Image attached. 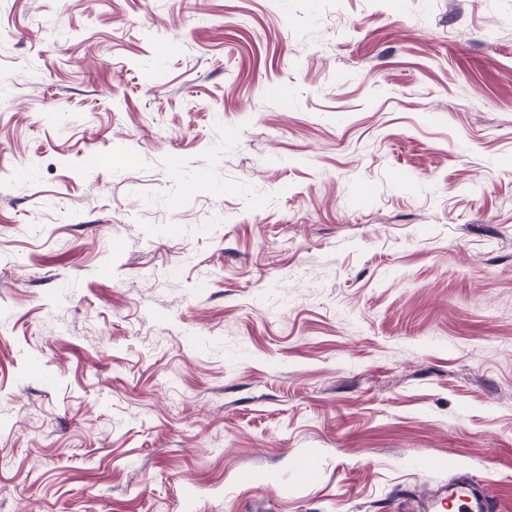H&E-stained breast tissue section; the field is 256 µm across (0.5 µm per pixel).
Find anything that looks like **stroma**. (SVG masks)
I'll return each instance as SVG.
<instances>
[{"label": "stroma", "instance_id": "stroma-1", "mask_svg": "<svg viewBox=\"0 0 512 512\" xmlns=\"http://www.w3.org/2000/svg\"><path fill=\"white\" fill-rule=\"evenodd\" d=\"M430 455L512 512V0H0V512H421Z\"/></svg>", "mask_w": 512, "mask_h": 512}]
</instances>
